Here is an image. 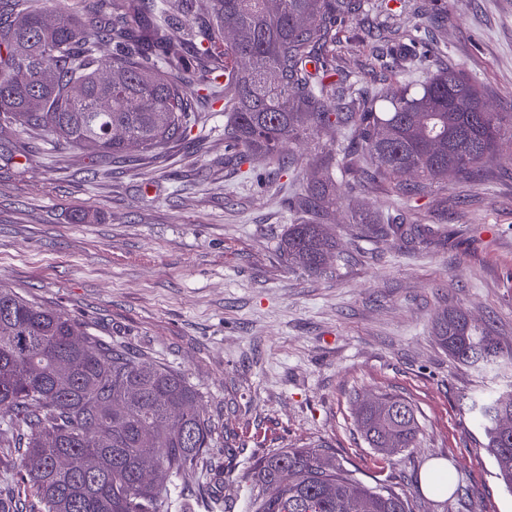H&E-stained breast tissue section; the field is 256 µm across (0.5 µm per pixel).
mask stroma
<instances>
[{
    "instance_id": "1",
    "label": "stroma",
    "mask_w": 512,
    "mask_h": 512,
    "mask_svg": "<svg viewBox=\"0 0 512 512\" xmlns=\"http://www.w3.org/2000/svg\"><path fill=\"white\" fill-rule=\"evenodd\" d=\"M449 62L512 112V0H425ZM339 28L336 63L383 83L387 52L367 30L412 32L413 10L390 0ZM315 133L290 146L287 173L265 157L228 162L224 105L204 131L161 152L127 150L105 165L0 122V290L78 322L113 346L183 373L213 428L207 462L185 477L190 496L168 512H250L251 472L279 448L329 446L353 476L388 484L420 512H512L472 396L512 391V371L453 362L434 322L451 308L512 344V143L475 180L452 178L411 203L423 242L373 238L356 218L391 207L373 187L347 196L325 227L338 249L327 273L289 268L281 255L291 186L326 178ZM87 210L84 224L72 215ZM388 392L413 407V448L388 456L361 438L356 408ZM448 465L459 501L425 482Z\"/></svg>"
}]
</instances>
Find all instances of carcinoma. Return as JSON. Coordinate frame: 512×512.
<instances>
[{
    "mask_svg": "<svg viewBox=\"0 0 512 512\" xmlns=\"http://www.w3.org/2000/svg\"><path fill=\"white\" fill-rule=\"evenodd\" d=\"M42 0H10L0 14V120L45 141L63 142L98 159L117 158L134 143L162 150L204 122L224 101V142L240 163L264 156L284 167L287 144L311 130L330 144L348 140L319 165L356 186L354 157L368 155L370 180L408 200L450 177L480 172L512 139V112H494L466 71L448 64L447 47L427 43L422 12L412 34L393 31L389 61L404 70L418 56V81L377 86L363 76L334 81L328 52L338 26L365 0H128L84 21L64 10L47 25ZM138 19L132 24L128 18ZM234 40L224 45V30ZM40 111L29 108L33 98ZM413 172L412 183L399 179ZM336 179L308 183L291 208L313 215L288 226L283 252L291 267L324 269L335 248L323 225L340 200ZM377 238L418 233L405 221L359 215ZM442 348L477 369L512 365L505 346L466 313L435 321ZM81 337L73 345L70 338ZM67 358L72 372L59 374ZM186 377L112 347L54 310L0 291V413L8 416L1 448L19 457L17 481L38 512H166V480L186 475L212 450L208 418ZM496 477L512 492V396L474 399ZM371 448L388 455L413 447L417 420L409 403L382 394L356 410ZM64 457L69 465L57 467ZM255 483L268 487L252 512H416L403 490L367 485L320 446L283 448L261 459Z\"/></svg>",
    "mask_w": 512,
    "mask_h": 512,
    "instance_id": "obj_1",
    "label": "carcinoma"
}]
</instances>
